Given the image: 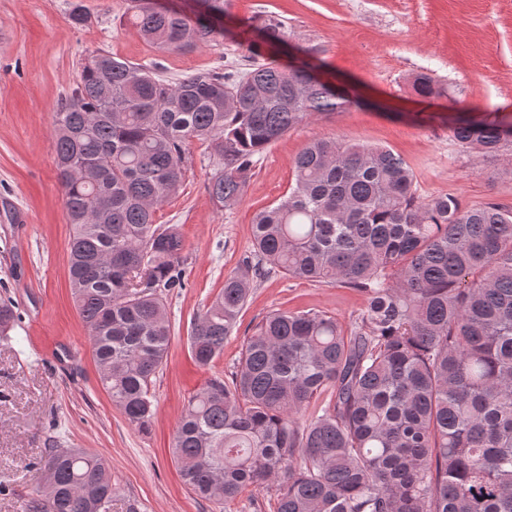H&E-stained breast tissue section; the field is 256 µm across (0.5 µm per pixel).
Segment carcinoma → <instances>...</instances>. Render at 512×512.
I'll list each match as a JSON object with an SVG mask.
<instances>
[{"label":"carcinoma","instance_id":"obj_1","mask_svg":"<svg viewBox=\"0 0 512 512\" xmlns=\"http://www.w3.org/2000/svg\"><path fill=\"white\" fill-rule=\"evenodd\" d=\"M130 2L160 50L224 35V0L190 12ZM263 34L286 40L275 21ZM319 68L270 59L170 82L98 52L52 113L72 298L101 385L135 428L155 415L165 298L185 287L183 234L155 224L157 206L179 189L193 143L208 149L209 194L230 209L256 154L359 104ZM413 90L440 95L423 74ZM450 134L491 154L512 142V120L459 119ZM293 167L288 194L254 216L257 266L354 288L366 305L350 328L316 309L266 315L230 375L187 400L170 446L182 482L219 504L261 493L268 512H512V206L423 197L403 158L343 137L306 144ZM251 291L249 273H230L195 316L197 366L224 354ZM117 493L104 458L47 448L26 512H109Z\"/></svg>","mask_w":512,"mask_h":512}]
</instances>
